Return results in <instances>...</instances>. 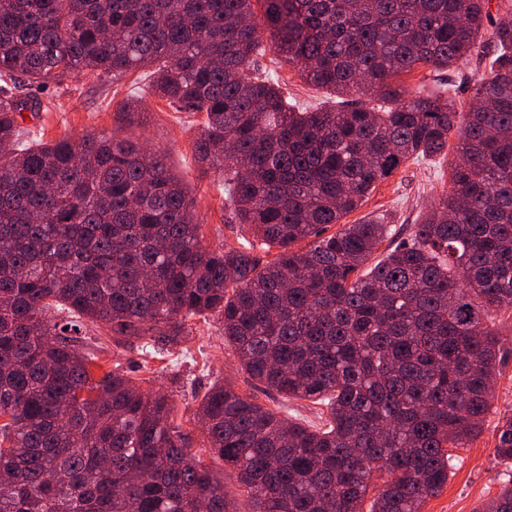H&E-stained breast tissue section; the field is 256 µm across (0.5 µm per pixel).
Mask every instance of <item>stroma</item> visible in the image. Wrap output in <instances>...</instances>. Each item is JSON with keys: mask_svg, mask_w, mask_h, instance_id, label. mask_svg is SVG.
<instances>
[{"mask_svg": "<svg viewBox=\"0 0 512 512\" xmlns=\"http://www.w3.org/2000/svg\"><path fill=\"white\" fill-rule=\"evenodd\" d=\"M257 62L262 72L278 81L289 102L332 104L334 97L329 91L308 84L297 67L274 50L263 49ZM35 95L43 109L28 117L32 139L51 142L66 137L78 139L116 133L162 150L171 170L194 200L204 245H245L259 251L258 241L232 224L231 215L224 208V188L218 175L202 169L195 159L202 114L169 107L165 100L151 93L143 70L121 77L87 70L71 75L62 84L52 83L37 89ZM128 101L138 106L136 118H129L122 110ZM455 158V152L451 151L433 159L405 162L392 176L376 184L362 205L345 216V223L382 217L392 227V240L407 239L425 208L447 189ZM488 323L500 334L507 349L497 377L494 405L485 419L482 434L468 447L458 449L447 486L425 502L422 512H477L512 476V468L500 463L494 451L498 418L501 413L512 412V310L494 313ZM193 325L195 332L190 341L151 361L144 359L138 341L114 336L105 326L91 331L83 348L98 355L93 368L95 375L115 369L135 380L147 379L150 389L166 393L175 423L192 438L191 455L223 480L225 497L235 512H251L246 488L237 481L223 458L210 448L195 418L205 391L216 381L232 383L240 393L260 405L308 427L320 426L327 408L310 400L286 399L250 385L231 347L224 341L219 318L213 315L205 320L197 318Z\"/></svg>", "mask_w": 512, "mask_h": 512, "instance_id": "stroma-1", "label": "stroma"}]
</instances>
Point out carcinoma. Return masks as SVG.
<instances>
[{
	"label": "carcinoma",
	"mask_w": 512,
	"mask_h": 512,
	"mask_svg": "<svg viewBox=\"0 0 512 512\" xmlns=\"http://www.w3.org/2000/svg\"><path fill=\"white\" fill-rule=\"evenodd\" d=\"M489 22L488 0H0V512H232L168 396L94 379L79 350L101 323L154 359L209 314L250 381L328 407L310 429L207 390L196 417L252 512H363L376 473L369 512H422L494 398L503 344L475 304L512 310V22ZM265 28L341 107L301 110L257 73ZM419 65L471 98L395 82ZM150 66L154 94L204 114L196 159L272 259L204 247L160 150L25 140L40 102L21 88ZM453 135L448 192L409 240L364 271L383 220L324 235ZM496 429L509 463L512 415ZM478 512H512V480Z\"/></svg>",
	"instance_id": "cac0c4a2"
}]
</instances>
